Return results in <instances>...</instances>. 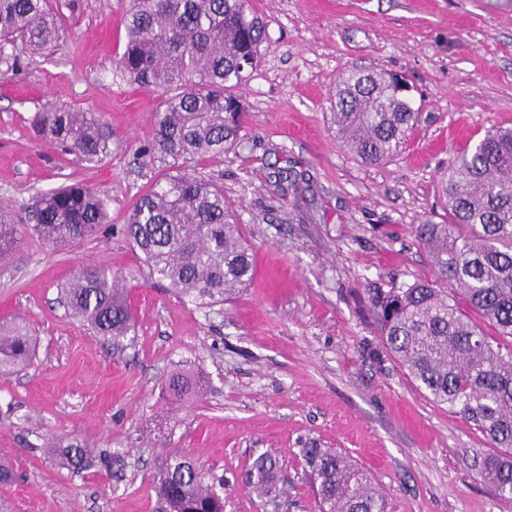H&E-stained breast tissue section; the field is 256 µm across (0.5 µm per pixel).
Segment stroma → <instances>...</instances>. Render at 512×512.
<instances>
[{
    "label": "stroma",
    "mask_w": 512,
    "mask_h": 512,
    "mask_svg": "<svg viewBox=\"0 0 512 512\" xmlns=\"http://www.w3.org/2000/svg\"><path fill=\"white\" fill-rule=\"evenodd\" d=\"M266 22L261 64L239 94L234 150L196 159L217 181L255 258L248 288L225 303L178 297L127 240L103 232L64 248L27 236L0 264V324L23 321L33 354L0 378V485L11 512H160L154 482L188 456L224 482V512H315L299 455L349 454L388 512H512L481 473L479 430L417 389L382 349L369 294L435 280L413 235L447 214L438 166L494 125L512 127V0H254ZM129 0L62 8L63 48L0 52V202L26 217L36 197L82 181L108 197L110 223L169 172L149 152L158 92L113 65ZM415 85L420 123L400 155L369 165L341 147L325 114L352 65ZM99 115L112 152L64 154L31 122L49 106ZM304 175L305 199L287 176ZM86 264L122 275L134 327L121 346L73 317L60 289ZM174 372L207 389L168 398ZM86 446L70 468L57 444ZM279 461L276 498L248 483L264 452Z\"/></svg>",
    "instance_id": "obj_1"
}]
</instances>
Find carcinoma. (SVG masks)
<instances>
[{
	"instance_id": "carcinoma-1",
	"label": "carcinoma",
	"mask_w": 512,
	"mask_h": 512,
	"mask_svg": "<svg viewBox=\"0 0 512 512\" xmlns=\"http://www.w3.org/2000/svg\"><path fill=\"white\" fill-rule=\"evenodd\" d=\"M266 27L252 0H131L125 47L116 61L134 84L160 92L150 150L173 161L175 173L144 193L122 225L107 223L100 190L64 184L40 197L35 223L18 224L0 206V262L29 231L53 246L96 235L107 226L138 249L150 277L183 296L213 303L232 298L253 276L252 249L234 221L224 189L185 164L233 149L244 107L235 89L260 61ZM64 28L53 0H0V49L26 54L54 50ZM407 81L383 69L349 68L336 81L330 128L350 153L378 165L400 153L419 120ZM37 135L88 164L110 149V133L92 112L51 108L33 120ZM440 190L448 221L414 229L438 278L448 289L417 281L374 293L369 312L385 350L437 403L445 404L484 436L497 452L483 473L512 498V128L485 133L448 161ZM122 278L93 265L74 274L63 290L71 313L118 343L133 328ZM488 322L487 336L456 298ZM29 353L19 323L0 325V376L16 372ZM169 396L182 400L204 389L183 373L171 374ZM318 512H385L372 478L333 448H303ZM277 458L260 454L252 488L270 491ZM205 469L187 457L166 464L156 493L169 512H224V497Z\"/></svg>"
}]
</instances>
